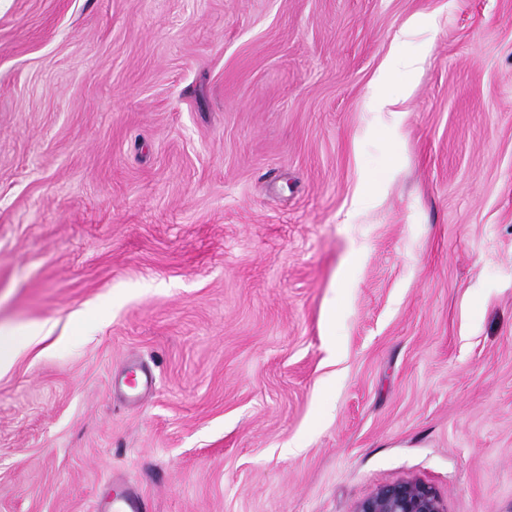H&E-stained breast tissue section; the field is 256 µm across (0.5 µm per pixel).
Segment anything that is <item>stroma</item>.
Instances as JSON below:
<instances>
[{"label":"stroma","instance_id":"stroma-1","mask_svg":"<svg viewBox=\"0 0 512 512\" xmlns=\"http://www.w3.org/2000/svg\"><path fill=\"white\" fill-rule=\"evenodd\" d=\"M33 325L0 512L116 477L512 512V0H0V331ZM153 384L152 373L137 365H129L125 375L112 378V389L124 392L131 401L139 400ZM437 490L420 479H406L379 487L361 500L355 512H445Z\"/></svg>","mask_w":512,"mask_h":512}]
</instances>
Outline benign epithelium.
Here are the masks:
<instances>
[{
  "mask_svg": "<svg viewBox=\"0 0 512 512\" xmlns=\"http://www.w3.org/2000/svg\"><path fill=\"white\" fill-rule=\"evenodd\" d=\"M355 512H445L437 490L420 479H406L379 487L361 500Z\"/></svg>",
  "mask_w": 512,
  "mask_h": 512,
  "instance_id": "obj_1",
  "label": "benign epithelium"
}]
</instances>
